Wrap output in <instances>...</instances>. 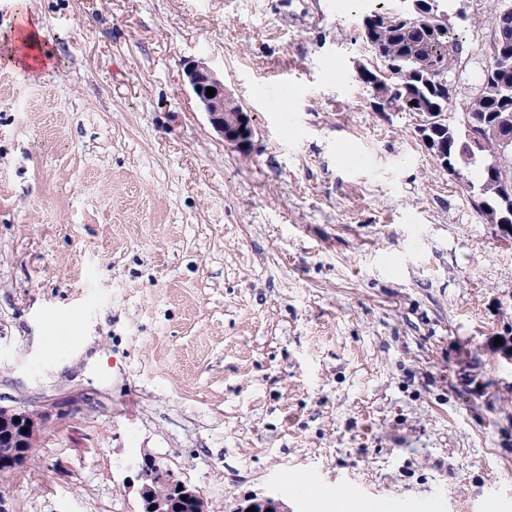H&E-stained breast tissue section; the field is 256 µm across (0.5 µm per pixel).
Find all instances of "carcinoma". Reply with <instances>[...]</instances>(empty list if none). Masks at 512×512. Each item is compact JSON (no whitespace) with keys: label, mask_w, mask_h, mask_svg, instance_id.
<instances>
[{"label":"carcinoma","mask_w":512,"mask_h":512,"mask_svg":"<svg viewBox=\"0 0 512 512\" xmlns=\"http://www.w3.org/2000/svg\"><path fill=\"white\" fill-rule=\"evenodd\" d=\"M398 0L370 6L362 17V35L377 55L389 81L400 93L403 109L426 100L438 112L448 111L458 88L448 91V70H456L464 53L462 33L443 18L442 0H434L429 17L397 14ZM502 77H483L478 91L466 102L464 124L477 122L486 129L480 149L461 151L462 127L444 123L437 130V165L477 168V182L467 186L478 201L492 204L501 182H512V156L505 157L497 130L512 122V54L500 61Z\"/></svg>","instance_id":"1"}]
</instances>
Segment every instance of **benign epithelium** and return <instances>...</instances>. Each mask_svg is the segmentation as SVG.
Wrapping results in <instances>:
<instances>
[{
  "mask_svg": "<svg viewBox=\"0 0 512 512\" xmlns=\"http://www.w3.org/2000/svg\"><path fill=\"white\" fill-rule=\"evenodd\" d=\"M186 75L192 93L208 115L213 128L224 138V142L240 151H248L253 136L251 121L247 113L233 111L237 104L226 91L224 79L202 61L191 64L186 70ZM209 87L215 89L212 96L206 94ZM372 90L389 109L400 111L395 99L397 91L385 80L375 79L372 82ZM415 114L416 131L421 140L429 146L433 145L429 132L442 123L444 115L430 112L423 107L415 109ZM476 207L488 223L509 227L512 224V184L502 183L499 202L496 205L478 203ZM27 454L29 451L23 449L21 444L16 448H0V466L17 469L26 462ZM132 468L137 471V478L141 481L138 490L140 500L147 505L149 512H208V503L201 491L187 480L172 479L171 470L155 456L141 455L132 464ZM152 482L171 486V497H154L150 486ZM250 507L253 508V512H289L284 501L274 490L245 499L238 505L236 512H248Z\"/></svg>",
  "mask_w": 512,
  "mask_h": 512,
  "instance_id": "1",
  "label": "benign epithelium"
}]
</instances>
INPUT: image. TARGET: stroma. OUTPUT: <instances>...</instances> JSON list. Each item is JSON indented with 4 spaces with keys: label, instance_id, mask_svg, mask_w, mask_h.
Instances as JSON below:
<instances>
[{
    "label": "stroma",
    "instance_id": "1",
    "mask_svg": "<svg viewBox=\"0 0 512 512\" xmlns=\"http://www.w3.org/2000/svg\"><path fill=\"white\" fill-rule=\"evenodd\" d=\"M501 0H448L465 98ZM49 64H3L22 14ZM359 0H0V406L42 413L5 512H512V236L383 112ZM205 60L251 118L227 146ZM302 476L320 488L306 496ZM186 75L192 93L224 142L240 151H248L253 136L251 121L247 112H231L233 108L240 107L226 91L224 77L221 78L202 61L193 62ZM207 87L215 89L214 96H207ZM132 468L137 471V478L141 481L138 493L142 504L147 505V510L151 512L208 511V503L201 491L187 480H173L170 475L171 470L155 456L143 453L132 464ZM149 481L168 484L172 487L173 494L169 498H154ZM179 485H182V490H178ZM169 486L160 484L155 489L160 495H167L170 492ZM181 496H186V500H182ZM249 507L255 510L248 511ZM290 512L284 501L275 490H268L261 495H254L245 499L235 510L236 512Z\"/></svg>",
    "mask_w": 512,
    "mask_h": 512
}]
</instances>
